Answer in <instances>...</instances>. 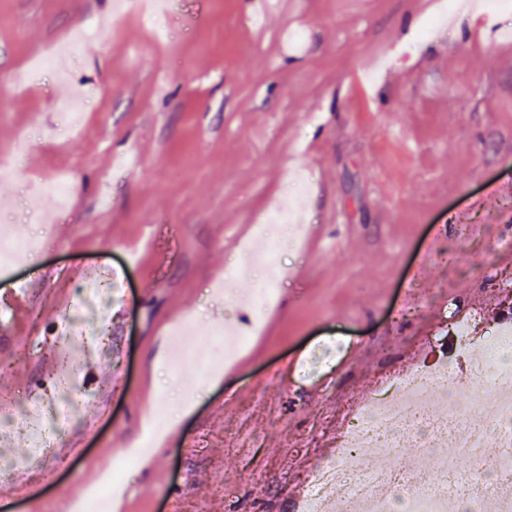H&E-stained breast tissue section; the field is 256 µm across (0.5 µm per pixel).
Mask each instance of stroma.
Wrapping results in <instances>:
<instances>
[{
    "mask_svg": "<svg viewBox=\"0 0 512 512\" xmlns=\"http://www.w3.org/2000/svg\"><path fill=\"white\" fill-rule=\"evenodd\" d=\"M114 2L0 0V228L36 241L0 277V394L48 383L49 331L88 267L125 290L70 373L80 423L51 426L36 459L10 438L22 465L0 476V512H69L160 407L164 435L106 512H293L347 398L419 358L450 314L480 312L486 336L512 313V13L464 11L420 42L434 0L120 16ZM78 35L67 77L14 83ZM64 97L83 104L82 131L65 130ZM61 174L76 192L49 222L31 187ZM296 200L301 244L268 228L288 269L273 285L262 246L244 244ZM227 324L249 336L232 368L174 361ZM336 336L345 356L300 380L309 346Z\"/></svg>",
    "mask_w": 512,
    "mask_h": 512,
    "instance_id": "1",
    "label": "stroma"
}]
</instances>
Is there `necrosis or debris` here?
Instances as JSON below:
<instances>
[{
    "label": "necrosis or debris",
    "instance_id": "obj_1",
    "mask_svg": "<svg viewBox=\"0 0 512 512\" xmlns=\"http://www.w3.org/2000/svg\"><path fill=\"white\" fill-rule=\"evenodd\" d=\"M115 293L111 279L87 275L72 314L52 328L61 372L50 398L0 399V425L23 427L32 455L49 451L46 423L79 421L81 403L63 371L79 361L77 337L102 323L101 312ZM454 325L455 343L441 357L400 367L381 389L346 402L336 448L307 473L295 512H319L332 498L343 512H480L492 492L500 496L501 512H512V370L489 372L492 363L512 358V317L481 340L468 319L455 318ZM460 367L465 375L457 382L453 373ZM489 400L496 406L495 421L475 422ZM409 444L416 457L406 461L402 454ZM370 454L399 464L369 468L361 459ZM462 456L471 463L463 476L454 467Z\"/></svg>",
    "mask_w": 512,
    "mask_h": 512
}]
</instances>
